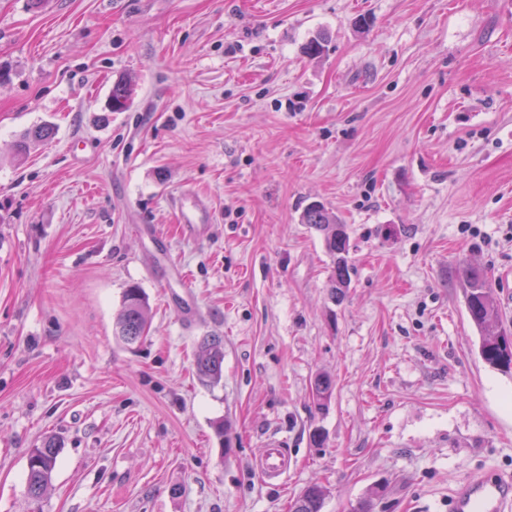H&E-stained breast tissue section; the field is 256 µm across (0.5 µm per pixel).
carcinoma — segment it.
I'll return each instance as SVG.
<instances>
[{"mask_svg": "<svg viewBox=\"0 0 512 512\" xmlns=\"http://www.w3.org/2000/svg\"><path fill=\"white\" fill-rule=\"evenodd\" d=\"M133 85L119 79L112 85L113 112L124 111L132 97ZM54 128L48 124L27 130L15 142V157L22 158L32 144L49 139ZM301 223L308 224L323 236L327 253L332 258V270L327 282L331 299L338 300L350 287L353 270L351 237L348 225L325 206L312 203L302 215ZM466 282V307L473 324L480 330L482 341L479 353L490 367L501 371L512 369V333L502 328L500 314L492 296L488 273L468 263L462 266ZM151 327V308L145 292L132 286L124 292L123 304L114 336L125 344H134L147 338ZM198 377L210 383L222 378L224 370V340L219 336H205L195 351ZM335 389L334 379L327 374L318 375L312 386L315 407L323 411L328 407ZM60 448L52 440L30 450L27 462V495L36 502L51 483ZM326 490L319 484L307 486L289 506V512H322Z\"/></svg>", "mask_w": 512, "mask_h": 512, "instance_id": "cac0c4a2", "label": "carcinoma"}]
</instances>
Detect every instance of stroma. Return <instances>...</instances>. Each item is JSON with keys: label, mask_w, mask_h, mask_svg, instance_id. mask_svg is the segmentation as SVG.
<instances>
[{"label": "stroma", "mask_w": 512, "mask_h": 512, "mask_svg": "<svg viewBox=\"0 0 512 512\" xmlns=\"http://www.w3.org/2000/svg\"><path fill=\"white\" fill-rule=\"evenodd\" d=\"M0 71V512H288L314 482L323 512H448L463 478L512 473V375L482 362L458 275L488 272L512 330V0H0ZM181 192L214 212L201 238ZM314 201L350 229L338 302ZM176 267L190 293L163 287ZM134 284L152 326L125 346ZM54 128L48 124L39 125L27 130L15 142V157L23 158L30 150L31 144L49 139ZM174 206L185 237H199L202 224L214 221V215L206 202L190 193H183L176 198ZM151 327V308L145 292L137 287L127 288L114 336L125 344H134L147 338ZM195 363L201 380L219 381L224 370V340L219 336H204L196 347ZM335 389L334 379L327 374L318 375L312 386V399L315 407L323 411L328 407ZM266 453L258 464V469L267 483L282 481L288 469V456L278 441L269 439ZM60 448L52 440H46L40 447L32 448L27 462V495L37 502L51 483Z\"/></svg>", "instance_id": "35a3bbf8"}]
</instances>
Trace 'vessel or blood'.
Returning <instances> with one entry per match:
<instances>
[{"label": "vessel or blood", "mask_w": 512, "mask_h": 512, "mask_svg": "<svg viewBox=\"0 0 512 512\" xmlns=\"http://www.w3.org/2000/svg\"><path fill=\"white\" fill-rule=\"evenodd\" d=\"M174 206L186 237H199L203 225L214 221L206 202L192 194H181L175 199ZM258 469L266 482L283 480L288 469V456L278 441H268ZM449 512H512V476L471 475L453 490Z\"/></svg>", "instance_id": "1"}]
</instances>
